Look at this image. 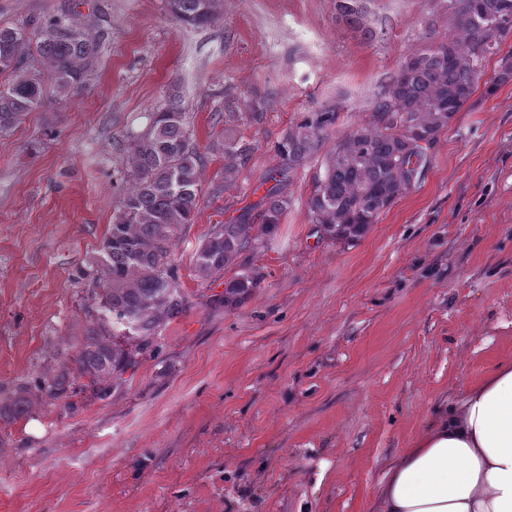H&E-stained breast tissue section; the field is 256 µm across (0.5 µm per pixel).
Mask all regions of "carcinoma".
<instances>
[{
	"instance_id": "cac0c4a2",
	"label": "carcinoma",
	"mask_w": 512,
	"mask_h": 512,
	"mask_svg": "<svg viewBox=\"0 0 512 512\" xmlns=\"http://www.w3.org/2000/svg\"><path fill=\"white\" fill-rule=\"evenodd\" d=\"M448 36L411 51L394 76L379 87L365 122L344 132L314 178L307 200L309 223L319 237L352 243L381 214L410 191L430 163V149L457 112L477 90L483 62L512 36V0H448ZM184 25H210L221 0H168ZM336 21L364 40L376 33L368 23L365 0H336ZM103 35H90L77 14L62 10L24 26L0 25V133L45 105L46 88L63 100L79 90L99 55ZM273 100H257L243 112L224 104L216 123H224V185H231L257 145L238 135L239 121L260 124ZM340 107L311 112L290 126L274 146L276 164L266 180L274 182L258 214L245 210L227 224H215L197 248L194 269L205 283L246 252L273 237L290 205L283 187L298 175L336 126ZM206 156L191 137L182 96L172 90L150 113L147 129L131 137L128 168L121 177L100 258L99 306L84 330L75 355L47 375L41 396L54 399L80 380V390L100 393L137 363L182 313L187 296L172 264V249L182 225L197 211L200 169ZM260 277L244 267L224 282V305L245 300ZM32 400L21 387L0 402V419L29 413Z\"/></svg>"
}]
</instances>
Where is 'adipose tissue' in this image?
I'll use <instances>...</instances> for the list:
<instances>
[{
    "instance_id": "ef3b65f1",
    "label": "adipose tissue",
    "mask_w": 512,
    "mask_h": 512,
    "mask_svg": "<svg viewBox=\"0 0 512 512\" xmlns=\"http://www.w3.org/2000/svg\"><path fill=\"white\" fill-rule=\"evenodd\" d=\"M378 512H512V361L501 362L390 462Z\"/></svg>"
}]
</instances>
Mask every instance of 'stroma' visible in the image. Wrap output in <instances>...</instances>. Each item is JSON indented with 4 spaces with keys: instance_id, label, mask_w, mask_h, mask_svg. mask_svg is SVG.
I'll list each match as a JSON object with an SVG mask.
<instances>
[{
    "instance_id": "obj_1",
    "label": "stroma",
    "mask_w": 512,
    "mask_h": 512,
    "mask_svg": "<svg viewBox=\"0 0 512 512\" xmlns=\"http://www.w3.org/2000/svg\"><path fill=\"white\" fill-rule=\"evenodd\" d=\"M67 7L100 20L93 70L0 134V400L81 338L129 140L172 88L207 154L173 247L188 305L105 393L0 421V512H373L385 465L436 408L512 360V81L477 90L358 242L309 224L316 158L285 187L277 235L204 286L196 248L264 196L288 126L340 104L329 153L401 57L447 35L448 2L369 0L371 42L336 0H224L202 28L167 0H0V24ZM267 94L263 123L238 129L257 149L225 185L214 117ZM244 265L259 287L213 303Z\"/></svg>"
}]
</instances>
